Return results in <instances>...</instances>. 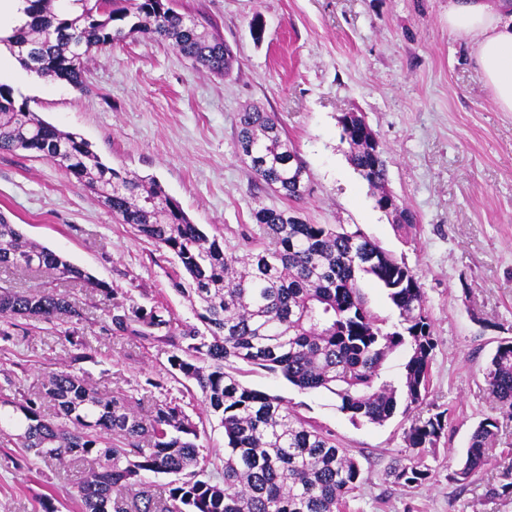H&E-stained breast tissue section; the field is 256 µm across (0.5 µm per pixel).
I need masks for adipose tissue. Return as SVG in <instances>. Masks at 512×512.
I'll return each instance as SVG.
<instances>
[{
	"label": "adipose tissue",
	"mask_w": 512,
	"mask_h": 512,
	"mask_svg": "<svg viewBox=\"0 0 512 512\" xmlns=\"http://www.w3.org/2000/svg\"><path fill=\"white\" fill-rule=\"evenodd\" d=\"M448 28L470 39L482 81L512 112V0H448Z\"/></svg>",
	"instance_id": "obj_1"
}]
</instances>
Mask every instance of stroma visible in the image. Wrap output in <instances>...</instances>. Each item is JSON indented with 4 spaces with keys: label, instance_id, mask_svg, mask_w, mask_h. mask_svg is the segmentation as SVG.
<instances>
[{
    "label": "stroma",
    "instance_id": "stroma-1",
    "mask_svg": "<svg viewBox=\"0 0 512 512\" xmlns=\"http://www.w3.org/2000/svg\"><path fill=\"white\" fill-rule=\"evenodd\" d=\"M179 13L223 38L232 68L216 75L171 46L134 36L92 52L86 88L31 79L0 50V82L59 129L89 140L101 160L155 177L193 223L225 248L240 246L259 207L290 210L310 224H356L402 257L419 278L436 346L430 385L411 418L447 411L448 426L424 463L427 482L398 483L411 419L351 421L333 395L299 392L281 376L240 365L249 387L290 400L335 435L362 469L342 512H512L497 491L512 469V420L484 382L500 341L512 340V112L500 111L471 47L448 29V0H177ZM276 113L306 170L308 192L291 201L255 184L236 150L237 115ZM364 115L384 151L388 188L417 218L409 236L375 205L350 164L339 117ZM0 214L23 234L64 255L111 288L125 306L159 301L196 323L172 282L173 255L113 220L75 178L38 153L0 152ZM86 319L78 327L94 355L84 363L99 392L202 410L170 378L172 347L110 328L101 295L73 290ZM70 346L49 325L19 321L0 340V393L9 377L36 383L69 363ZM164 389L147 390V379ZM499 418L484 470L453 482L476 425ZM0 427V512H79L78 468L29 460Z\"/></svg>",
    "mask_w": 512,
    "mask_h": 512
}]
</instances>
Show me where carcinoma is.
Wrapping results in <instances>:
<instances>
[{
  "mask_svg": "<svg viewBox=\"0 0 512 512\" xmlns=\"http://www.w3.org/2000/svg\"><path fill=\"white\" fill-rule=\"evenodd\" d=\"M25 22L0 37L22 67L38 77L85 87L91 50L116 47L141 35L169 43L184 58L222 74L229 65L224 40L198 29L173 0H21ZM340 117L349 160L377 190L383 207L387 164L368 144L372 130ZM237 152L254 181L297 201L307 192L305 167L275 113L258 108L237 116ZM34 151L74 177L120 224L177 258L182 276L173 287L199 306L202 326L179 323L159 306L126 308L112 290L63 255L24 236L0 214V266L50 272L56 279L100 292L111 302L113 329L145 340L167 338L170 364L201 392L206 414L224 429V454L198 444L199 432L172 402L144 410L124 394L101 396L68 368L42 375L21 399L0 397L17 429L15 445L36 458L88 467L73 485L82 512H340L362 482V470L333 435L300 415L288 400L244 385L231 371L242 362L281 375L298 390L328 392L338 408L370 423L407 415L428 392L435 340L424 292L413 271L352 224H307L286 209L259 207L258 232L234 250L191 222L152 178L103 163L80 134L44 122L0 83V152ZM387 292L399 325L388 329L367 306L361 281ZM33 320L63 330L71 363L92 358L76 325L84 320L69 294L56 288L0 287V339L15 321ZM406 354L400 379L383 366L396 350ZM485 381L512 417V341L498 344ZM54 413H43L44 400ZM445 412L413 422L408 454L395 479L419 486L429 477L422 452L436 445ZM499 420L473 430L451 479L465 484L487 463ZM172 477L167 494L152 493L146 475Z\"/></svg>",
  "mask_w": 512,
  "mask_h": 512,
  "instance_id": "obj_1",
  "label": "carcinoma"
}]
</instances>
